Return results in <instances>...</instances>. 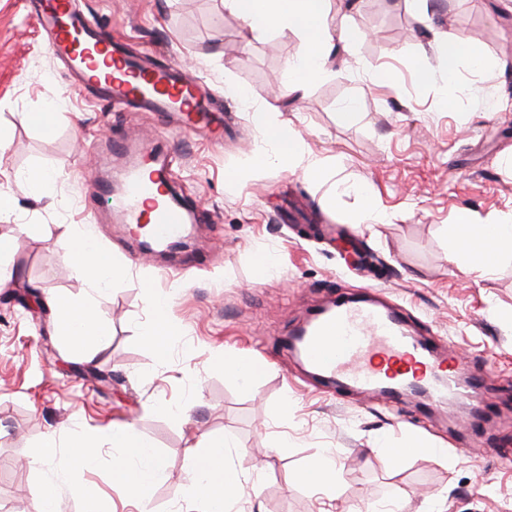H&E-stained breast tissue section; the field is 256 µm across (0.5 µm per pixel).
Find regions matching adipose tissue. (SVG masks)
Segmentation results:
<instances>
[{"instance_id": "1", "label": "adipose tissue", "mask_w": 512, "mask_h": 512, "mask_svg": "<svg viewBox=\"0 0 512 512\" xmlns=\"http://www.w3.org/2000/svg\"><path fill=\"white\" fill-rule=\"evenodd\" d=\"M331 0H224L225 8L242 17L254 31L291 30L300 37L299 51L288 65L287 72L277 75V82L287 83L299 91L310 83L333 75L330 61L335 43L350 44L354 33L345 20L329 22L328 6ZM438 52L441 70L423 64L418 68L421 82L435 80L444 74L449 87L458 85V63L462 56L479 58L480 52L464 37L443 35ZM256 126L266 138L277 146L279 160L288 168L301 170L311 180L323 178L330 171L326 161L315 158L304 160L302 145L297 132L264 112L253 115ZM454 236L466 242L468 259L486 270L495 269L507 245L512 244V224H475L468 212H459L452 225ZM63 255L74 270L86 277L93 286L111 284L112 268L101 255L92 249L66 241L61 245ZM57 332L65 336L73 351L90 357L93 344L102 342L108 327L95 313L92 301L75 302L59 297L53 299ZM107 444L120 452L115 477L123 488L135 497L152 490L164 472L162 459L154 452L151 443L134 433L131 427L115 428L106 436ZM226 440L205 443L191 461L192 487L195 496L204 504V512H226L238 484L236 474L224 466Z\"/></svg>"}]
</instances>
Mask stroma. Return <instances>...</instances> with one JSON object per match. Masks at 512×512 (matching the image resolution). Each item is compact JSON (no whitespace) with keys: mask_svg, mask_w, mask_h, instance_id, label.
<instances>
[{"mask_svg":"<svg viewBox=\"0 0 512 512\" xmlns=\"http://www.w3.org/2000/svg\"><path fill=\"white\" fill-rule=\"evenodd\" d=\"M76 3L131 52L184 64L223 108L224 139L96 100L51 55L26 0H0V195L14 201L0 210V242H13L16 265L0 289V512H43L50 481L59 485V512H83L74 484L100 512H201L189 460L224 436L232 443L224 464L242 487L230 512H419L430 497L440 512H512V259L491 272L466 265L449 230L462 210L478 224L512 223V12L498 0H333L357 38L337 50L335 76L292 93L272 77L296 56L298 35L250 31L221 0ZM449 30L491 62L478 69L462 59V86H479L500 111H471L460 89L418 81L421 63L438 65L437 43ZM375 70L388 73L385 84L373 83ZM351 100L358 115L340 122ZM50 105V130L21 121ZM256 110L288 123L308 156L331 163L337 182H311L280 164ZM129 131L178 155L176 193L193 211V231L177 256L129 259L119 217L92 220L107 205L87 197V175L118 178L104 149ZM259 148L268 163L243 175ZM36 167L53 179L33 198L24 176ZM364 192L378 197L384 223H363ZM85 229L118 273L96 295L57 247ZM263 255L272 262L264 275ZM152 291L172 293L179 329L161 358L143 338ZM338 292L373 293L422 339L488 373L479 433L472 403L404 395L391 405L380 392L312 377L284 339ZM58 295L93 298L108 324L92 359L56 334L49 301ZM223 354L269 364L244 384L225 373ZM125 425L166 466L145 500L113 483L112 448L99 447L90 468L70 465L75 436ZM410 434L436 454L389 464L386 449ZM50 437V466H30ZM320 454L336 460L331 481L298 480Z\"/></svg>","mask_w":512,"mask_h":512,"instance_id":"35a3bbf8","label":"stroma"}]
</instances>
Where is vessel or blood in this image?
Here are the masks:
<instances>
[{
    "label": "vessel or blood",
    "instance_id": "b4317fda",
    "mask_svg": "<svg viewBox=\"0 0 512 512\" xmlns=\"http://www.w3.org/2000/svg\"><path fill=\"white\" fill-rule=\"evenodd\" d=\"M34 22L48 33L51 53L68 63L86 90L102 95L111 106L153 112L160 121L175 119L185 129L212 139L223 137V113L209 104L199 84L178 63L144 66L140 58L126 54L103 26L77 9L74 0H38ZM134 143L127 136L109 144L122 169L119 187L94 176L90 190L106 198L119 195L118 212L124 223L147 228L154 244L165 247L189 234V214L170 194L165 168L149 171L133 160ZM294 333L301 338L304 359L318 373L350 385L386 389L391 398L398 396V388L390 384L381 365L372 364V356L385 355L387 362L399 366L418 365L420 372L411 381L432 396L439 392L428 381L433 374L447 378L466 396L480 391L485 381L484 373L473 371L459 356L441 360L434 343L415 339L399 314L378 302L329 299Z\"/></svg>",
    "mask_w": 512,
    "mask_h": 512
}]
</instances>
